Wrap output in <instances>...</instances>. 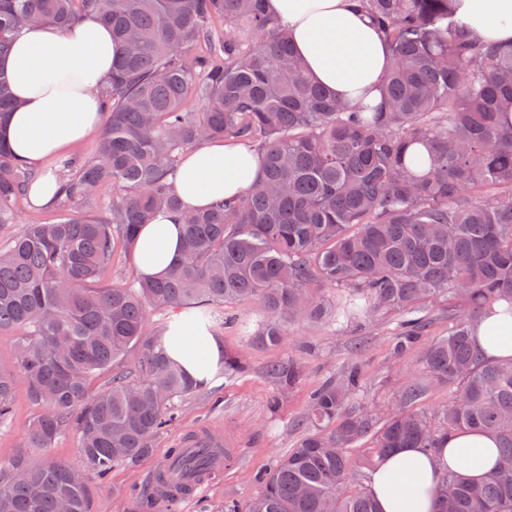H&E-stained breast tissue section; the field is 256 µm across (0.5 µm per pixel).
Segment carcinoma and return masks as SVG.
Masks as SVG:
<instances>
[{
	"label": "carcinoma",
	"mask_w": 512,
	"mask_h": 512,
	"mask_svg": "<svg viewBox=\"0 0 512 512\" xmlns=\"http://www.w3.org/2000/svg\"><path fill=\"white\" fill-rule=\"evenodd\" d=\"M267 0H0V56L32 22L60 27L87 14L112 31L119 58L102 91L97 156L59 161L60 214L26 224L0 248V332L18 336L17 366L0 367V419L16 381L42 412L25 447L78 434L85 471L153 452L174 420L175 400L197 386L147 329L150 308L211 306L204 324L224 327L218 306L258 299L268 314L261 346L287 335L283 322L328 313L319 288H344L337 315L404 314L395 351L425 332L417 313L454 302L448 335L424 348L420 371L453 390L432 415L409 406L346 410L359 374L324 381L310 396L307 432L288 456L254 475L260 487L224 512H378L351 484L352 451L375 438L368 462L396 448L437 451L457 430L492 433L500 461L490 477L445 476L436 512H512V361L484 359L470 340L473 314L512 307V128L498 122L512 98V45L480 43L453 20L450 0H366L392 61L377 106L342 102L307 79L288 32ZM196 108H184L187 99ZM17 108L0 72V126ZM211 136L250 143L262 174L244 194L189 211L172 179L186 152ZM35 173L0 142V226L17 223ZM112 187L105 215L86 205ZM181 215L183 257L158 279L104 288L118 245L157 211ZM142 380L90 379L128 349ZM247 364L224 352V372ZM281 393L301 377L287 359L265 368ZM185 466L212 470L203 450ZM74 467L21 451L0 468V512H89L88 483Z\"/></svg>",
	"instance_id": "obj_1"
}]
</instances>
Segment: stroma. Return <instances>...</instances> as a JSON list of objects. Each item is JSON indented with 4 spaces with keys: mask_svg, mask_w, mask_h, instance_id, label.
<instances>
[{
    "mask_svg": "<svg viewBox=\"0 0 512 512\" xmlns=\"http://www.w3.org/2000/svg\"><path fill=\"white\" fill-rule=\"evenodd\" d=\"M226 314L233 322L221 334L224 347L243 357L248 372H216L210 384L177 400L178 421L155 438L151 456L114 467L107 480L90 478V512H135L131 489H152V475L171 448L204 427L223 433L235 450L234 463L218 480L203 483L182 499L180 512H224L225 499L247 501L258 490L253 474L286 456L305 434L303 422L311 391L354 367L361 376L360 390L352 401L356 410L401 405L407 389L417 381L425 387L423 398L414 404L417 410L433 413L450 397L447 386L426 381L420 373V349L394 355L398 313L382 312L359 322L341 318L313 324L290 322L287 339L268 347L256 345L249 336L267 319L260 301L227 309ZM287 357L301 365L302 377L284 395L265 368ZM39 413L26 384L18 383L12 413L0 422V464L17 454L24 433Z\"/></svg>",
    "mask_w": 512,
    "mask_h": 512,
    "instance_id": "stroma-1",
    "label": "stroma"
}]
</instances>
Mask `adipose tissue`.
<instances>
[{"instance_id": "adipose-tissue-1", "label": "adipose tissue", "mask_w": 512, "mask_h": 512, "mask_svg": "<svg viewBox=\"0 0 512 512\" xmlns=\"http://www.w3.org/2000/svg\"><path fill=\"white\" fill-rule=\"evenodd\" d=\"M267 5L286 28L310 80L345 100L380 103L391 49L352 0H267ZM451 8L478 41L512 44V0H451ZM116 53L110 29L87 16L65 29L29 25L0 58V70L20 101L0 128V140L39 171L32 204H47L57 193L50 162L100 128V92ZM259 175L255 147L214 137L188 152L174 187L186 207L201 209L215 199L242 195ZM183 250L181 224L173 214L157 213L136 233L135 272L143 278L162 277ZM472 340L490 360L512 359V314L504 304L484 310L472 327ZM163 345L168 357L198 380L211 379L224 354L222 340L187 316L171 323ZM498 461L494 436L456 431L435 453L394 450L371 471L367 491L380 512H435V489L444 475L477 482Z\"/></svg>"}]
</instances>
